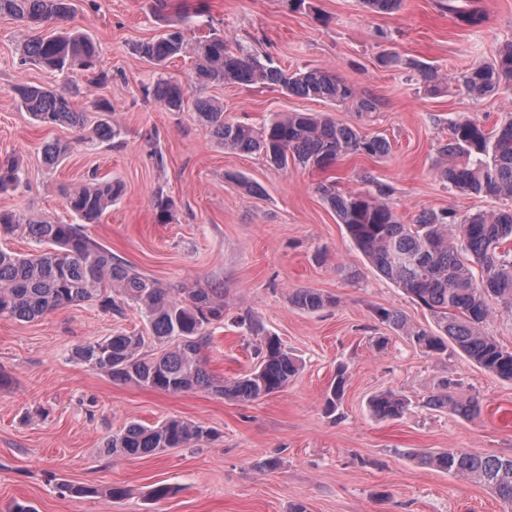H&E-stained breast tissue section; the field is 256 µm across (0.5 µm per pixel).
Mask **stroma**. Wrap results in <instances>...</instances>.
<instances>
[{"label": "stroma", "instance_id": "35a3bbf8", "mask_svg": "<svg viewBox=\"0 0 512 512\" xmlns=\"http://www.w3.org/2000/svg\"><path fill=\"white\" fill-rule=\"evenodd\" d=\"M443 0H404L391 14L366 10L361 0H71L63 26L96 43L97 67L109 83L86 73H51L23 62L27 30L0 16V151L22 166L17 192L0 194V210L35 219L73 222L65 189L97 176L124 191L100 223L85 225L113 256L164 286L220 288L224 318L208 326L202 355L215 381L252 370L258 337L235 319L251 314L277 336L301 369L279 392L243 403L208 391L166 393L112 380L78 364L73 349L119 333H141L134 305L111 315L91 304L67 306L19 321L0 316V512L24 501L36 512H512L489 488L421 463L449 448L512 457V380L485 372L464 354L423 353L382 322L394 310L411 325L428 313L377 273L353 246L321 197L366 189L367 179L393 186L390 198L402 223L424 211L466 215L512 207V200L464 195L439 175L453 164L441 147L452 121L468 118L493 129L512 118V87L473 98L457 78L472 65L493 62L512 41V0H479L486 25L465 27L442 9ZM190 13L188 38L223 34L288 71L325 67L372 98L376 109L308 100L274 87L193 83L190 60L156 66L133 51L164 31L168 17ZM395 66L380 63L384 51ZM445 76L427 91L421 66ZM187 85L183 111L170 112L145 90L160 77ZM19 83L75 90L73 102L91 120L109 103L123 135L108 145L88 131L42 127L17 101ZM207 97L230 118L259 126L274 112H321L390 143L382 157L347 155L326 170L268 166L262 156L224 151L193 107ZM70 150L48 169L42 147L50 140ZM263 186L245 193L229 177ZM174 207L159 223L156 191ZM312 289L335 300L318 311L298 308L296 291ZM385 346H378L379 338ZM344 371L343 396L327 413L326 393ZM479 401L477 415L436 411L427 400L441 389ZM403 394L408 407L396 420L373 417L372 395ZM179 418L213 431L215 440L150 456L115 457L104 445L129 423L153 426ZM98 488L95 496L60 494V484ZM174 494L154 500L157 485ZM124 488L112 498L105 490Z\"/></svg>", "mask_w": 512, "mask_h": 512}]
</instances>
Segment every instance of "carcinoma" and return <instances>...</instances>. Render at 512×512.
I'll return each instance as SVG.
<instances>
[{
    "instance_id": "cac0c4a2",
    "label": "carcinoma",
    "mask_w": 512,
    "mask_h": 512,
    "mask_svg": "<svg viewBox=\"0 0 512 512\" xmlns=\"http://www.w3.org/2000/svg\"><path fill=\"white\" fill-rule=\"evenodd\" d=\"M402 2L362 0L368 10L387 14L398 11ZM442 8L469 27L488 21L472 0H446ZM69 14V0H0V15L18 19L33 32L23 47L24 60L56 73L92 72L97 47L87 35L67 30L42 33L44 27ZM189 21L186 13L176 16L163 33L137 44L136 53L158 66L191 57L201 84L273 86L289 96L350 103L360 112L375 109L371 99L327 68L288 72L218 33L191 42L185 35ZM457 82L475 97L512 85V42L501 48L493 62L469 68ZM15 93L20 106L41 126L85 127L86 113L74 108L63 90L20 83ZM149 95L170 112L184 110L185 89L176 79H158ZM194 107L224 150L261 155L277 170L288 168L291 162L323 170L345 155L380 157L390 149L385 137L365 135L322 114L275 113L256 128L226 117L224 108L209 100L199 99ZM122 134V128L108 119L99 120L92 129V136L102 142H112ZM68 152V144L48 142L43 148L44 163L52 169ZM442 152L467 158L440 171L450 188L512 199V118L490 132L474 121L458 120ZM20 183L21 168L15 156L0 153V192L15 190ZM320 192L351 242L379 273L431 315L434 327L408 326L390 310L379 312L381 320L397 330L406 329L410 340L427 354L441 355L451 344L483 370L512 380V351L482 332V324L493 313L492 302L512 311V250L504 247L512 241V208L473 213L454 225L448 224L444 214L422 212L414 223L403 224L387 202L393 194L387 184L350 192L323 184ZM120 194L121 186L110 180L65 192L76 224L0 210L1 235L22 236L41 246L26 255L0 249V316L33 321L58 308L83 303L120 314L124 305L132 303L144 315L149 334L162 350L148 353L143 350V336L118 333L78 346L73 358L114 380L167 393L203 390L251 402L288 385L298 372L296 357L278 337L263 335L261 326L249 316L239 317L237 323L249 334L263 337L258 365L231 382H215L201 347L207 341L206 327L224 319L221 289L165 288L113 257L82 230L84 224L99 223ZM153 204L159 221L172 217L169 197L157 192ZM294 302L301 309L317 311L335 299L300 290ZM428 404L463 417L477 412V403L456 399L446 391L431 396ZM369 407L375 417L390 420L402 415L406 402L393 392H382L372 397ZM211 439V431L171 418L155 426L130 423L112 435L105 448L112 455L146 456L163 448L183 447L192 440ZM421 461L484 485L512 504L511 457H481L448 449L424 455Z\"/></svg>"
}]
</instances>
